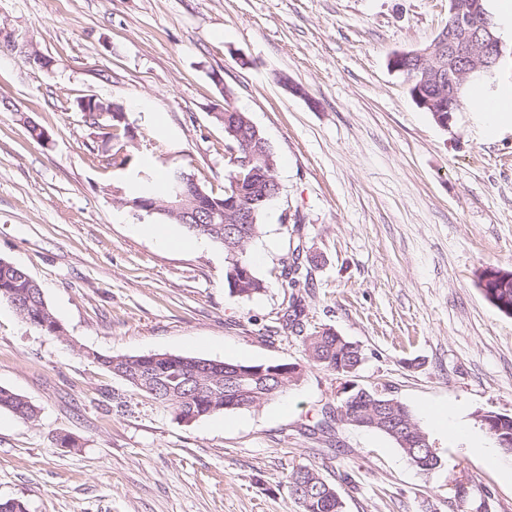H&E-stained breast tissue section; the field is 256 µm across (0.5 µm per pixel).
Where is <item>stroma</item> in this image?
<instances>
[{
  "label": "stroma",
  "instance_id": "stroma-1",
  "mask_svg": "<svg viewBox=\"0 0 512 512\" xmlns=\"http://www.w3.org/2000/svg\"><path fill=\"white\" fill-rule=\"evenodd\" d=\"M447 22L448 0H0V257L41 285L64 329L40 331L0 301V386L39 409L32 422L0 410V500L29 512H301L286 477L312 465L344 512H512V478L485 460L496 442L479 422L512 416V316L477 279L512 269V121L493 130L463 109L441 128L390 66ZM35 51L49 67L31 63ZM88 95L173 146L135 154V169L181 164L216 195L231 164L213 114L228 101L248 113L280 185L247 246L265 292L231 294L223 248L185 247L182 225L116 203L129 174L101 164L112 143L83 122ZM296 249L308 259L299 332L284 325L279 281ZM324 327L361 348L354 373L311 362L304 336ZM97 353L301 375L260 407L183 423ZM361 388L407 406L439 468L421 474L374 431L313 433L323 407ZM442 405L468 433L428 428L423 408ZM64 435L77 447H61ZM459 473L463 501L448 488Z\"/></svg>",
  "mask_w": 512,
  "mask_h": 512
}]
</instances>
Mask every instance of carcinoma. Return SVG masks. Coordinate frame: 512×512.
<instances>
[{
  "label": "carcinoma",
  "mask_w": 512,
  "mask_h": 512,
  "mask_svg": "<svg viewBox=\"0 0 512 512\" xmlns=\"http://www.w3.org/2000/svg\"><path fill=\"white\" fill-rule=\"evenodd\" d=\"M439 64L438 58L429 53L424 57L404 59L398 62L400 73L408 84L409 92L423 110L432 114L435 122L445 127L448 112H438L422 103L438 96L436 86L423 81L426 72ZM230 93H224V111L214 113L216 122L224 126V143L241 145V141L253 137L252 121L247 113L239 111L229 101ZM112 104L101 99L81 101L78 109L90 111L92 127L100 126L107 119L112 129V153L106 156V164L117 170L130 167L132 157L125 148L129 124L111 113ZM253 161L246 169L231 165L224 183V192L215 195L205 189L192 192L188 199V210L179 217L162 211L167 221L182 224L195 236L207 238L224 248V278L230 291L241 298H251L266 289L265 282L253 271L246 255V245L260 230L259 220L267 205L255 208L254 223L234 224L236 208L249 202L269 180L275 178L276 165L272 150L255 142L252 146ZM115 194L130 208L138 207L141 201L157 200L148 174L137 173L136 180L127 191L115 189ZM302 255H292L291 262H283L280 273L281 286L292 290L303 284ZM0 300L6 301L28 324L46 333L62 330L45 300L43 289L28 272L14 262L0 257ZM304 343L312 362L338 375L345 376L355 371L361 361L359 347L345 340L330 328L315 330L304 337ZM112 376L134 385L135 376L148 381L154 394L150 399L170 410L175 418L195 421L228 410L256 408L270 400L278 392L275 378L269 377L247 384L248 393L241 394L233 380L224 373L195 374L193 368L197 358L174 355L165 361H155L150 355L107 356L92 354ZM0 409L11 412L18 419L34 420L38 411L25 397L10 389L0 387ZM340 422L358 428L381 432L392 438L403 454L422 474L428 475L439 467L440 458L427 434L413 422L408 408L399 400L390 398L376 390L366 389L359 400L345 399L336 406L321 410L316 428L326 432L332 424ZM482 426L499 444H512V416L497 414L488 418ZM289 493L302 489L306 506L303 512H344L343 502L336 489L327 483L312 466L301 465L287 476Z\"/></svg>",
  "instance_id": "cac0c4a2"
}]
</instances>
